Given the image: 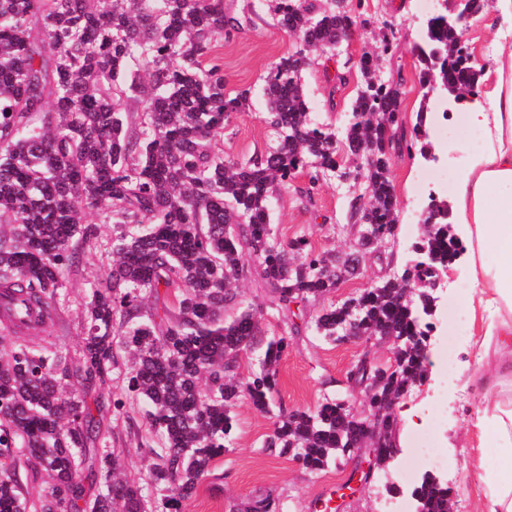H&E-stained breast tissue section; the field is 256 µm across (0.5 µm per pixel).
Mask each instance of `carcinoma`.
Masks as SVG:
<instances>
[{
	"mask_svg": "<svg viewBox=\"0 0 512 512\" xmlns=\"http://www.w3.org/2000/svg\"><path fill=\"white\" fill-rule=\"evenodd\" d=\"M277 24L299 48L263 77V120L274 144L244 160L219 143L250 90L226 91L216 43L243 27L224 0H0V512H145L143 488L118 467L102 416L87 396L124 376L144 404L140 421L161 437L148 448V478L162 512H180L224 456L233 409L245 397L278 409L266 447L316 473L368 448L384 467L397 447L393 406L426 372L433 329L431 279L465 251L448 203L429 196L416 263L312 318L326 343L347 331L390 343L391 363L354 364L351 380L378 414L368 425L338 398L313 409L276 406L277 366L288 337H262V305L232 320L238 283L257 273L270 303L291 306L336 290L366 255L395 239L399 201L390 155L419 147L425 122L407 130L399 84L358 61L365 85L341 133L310 112L301 81L312 56L336 49L355 20L347 0H274ZM420 80L475 93L477 71L448 26L427 21ZM367 182L352 196L357 247L314 252L304 238L279 240L270 198L298 172ZM112 221V264L86 291L80 359L45 336L60 315L67 273L98 228ZM266 342L259 371L238 375L239 354ZM42 479L33 495L28 483ZM416 512H452V490L423 480ZM237 512H281L266 495Z\"/></svg>",
	"mask_w": 512,
	"mask_h": 512,
	"instance_id": "carcinoma-1",
	"label": "carcinoma"
}]
</instances>
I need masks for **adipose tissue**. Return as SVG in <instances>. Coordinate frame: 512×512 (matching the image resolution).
I'll return each mask as SVG.
<instances>
[{"label":"adipose tissue","instance_id":"1","mask_svg":"<svg viewBox=\"0 0 512 512\" xmlns=\"http://www.w3.org/2000/svg\"><path fill=\"white\" fill-rule=\"evenodd\" d=\"M488 90L461 104L469 130L484 139L457 173L451 222L469 245L467 275L480 292L485 363L474 382L483 391L474 427L496 463L476 473L488 512H512V47L481 73Z\"/></svg>","mask_w":512,"mask_h":512}]
</instances>
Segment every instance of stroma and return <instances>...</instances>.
<instances>
[{
    "label": "stroma",
    "mask_w": 512,
    "mask_h": 512,
    "mask_svg": "<svg viewBox=\"0 0 512 512\" xmlns=\"http://www.w3.org/2000/svg\"><path fill=\"white\" fill-rule=\"evenodd\" d=\"M226 9L244 16L242 29L224 40L215 55L224 70L227 91L253 88L260 90L262 78L272 62L293 52L297 40L277 27L269 9V0H224ZM357 18L356 36L348 48L337 49L335 61L317 60L303 74L310 110L323 123L343 129L350 117L349 107L364 83L356 62L362 49L379 47L390 40L391 50L380 60L378 78L397 82L402 90V116L406 127H413L419 112L435 114L441 90H429L420 81L422 65L417 48L426 41V16L420 15L415 0H350ZM464 45L478 63L491 65L501 46H512V32L497 35L486 28L482 18L462 22ZM261 98H254L251 111L233 114L224 130L225 156L237 159L262 152L272 135L263 124ZM448 135L456 147L447 150L444 142H434L439 163L424 162L418 154L404 150L393 153L390 174L400 201L399 229L388 255L368 257L360 275L344 282L321 299L308 303L305 318L323 308L342 302L350 293L370 281L402 271L412 260L411 246L422 226L418 215L423 200L412 195L411 187L423 176H430L441 199H450L457 169L473 148L472 133L466 130L460 111L448 116ZM306 173H298L287 188L277 190L271 199L273 232L280 238H306L319 252L349 250L358 239V228L348 222V201L353 193L363 192L364 184L354 186L330 179L322 181L313 195H306ZM100 236L85 248L82 263L67 276L59 321L49 328L53 341L71 353H78L85 335L82 297L112 262L108 242L113 226L101 212L88 214ZM435 325L428 346L427 376L400 399V406H413L426 415V430L432 434V448L442 457L446 470L443 482L453 491L456 512H482L484 491L474 477L477 466L489 462L487 449L478 447L472 416L483 399L472 382L481 369L483 326L472 318V306L478 291L462 269L450 270L442 285L435 289ZM453 351V369L445 371V349ZM362 347L357 343L329 345L311 329L292 337L279 366L278 399L287 409L314 408L325 397L348 402L353 410H362L365 397L346 381L347 370L357 362ZM124 386L115 378L110 386L95 389L92 397L103 406L104 424L111 431L112 446L130 477L146 482L144 432L131 429L125 419L112 414V396ZM233 440L224 456L216 460L195 497L184 501L181 512H230L234 505L270 494L278 498L282 512H316L317 502L333 500L342 512H387L393 499L399 468L409 454L401 448L397 457L376 472L365 488H357L351 477L367 466L369 456L350 457L338 466L319 473L301 468L291 458L266 450L264 442L273 430L274 417L257 411L248 399H240L234 409Z\"/></svg>",
    "instance_id": "obj_1"
}]
</instances>
